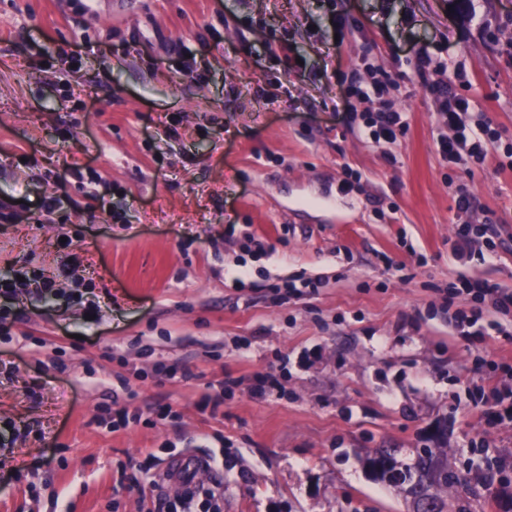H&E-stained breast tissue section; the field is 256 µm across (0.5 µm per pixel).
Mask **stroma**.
I'll list each match as a JSON object with an SVG mask.
<instances>
[{
  "instance_id": "1",
  "label": "stroma",
  "mask_w": 512,
  "mask_h": 512,
  "mask_svg": "<svg viewBox=\"0 0 512 512\" xmlns=\"http://www.w3.org/2000/svg\"><path fill=\"white\" fill-rule=\"evenodd\" d=\"M423 51L447 71L420 80ZM376 76L410 125L394 144L350 92ZM436 84L503 132L471 174L438 153ZM509 151L512 0H0V277L57 286L0 329V512H169L145 458L189 452L215 457L198 486L223 512H409L363 456L411 459L436 426L449 468L496 473L472 512H512V424L472 408L512 319L466 341L443 294L512 292ZM464 223L497 225L496 258H449Z\"/></svg>"
}]
</instances>
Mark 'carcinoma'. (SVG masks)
Segmentation results:
<instances>
[{
	"label": "carcinoma",
	"mask_w": 512,
	"mask_h": 512,
	"mask_svg": "<svg viewBox=\"0 0 512 512\" xmlns=\"http://www.w3.org/2000/svg\"><path fill=\"white\" fill-rule=\"evenodd\" d=\"M376 457L393 462L392 467L379 478L402 487L410 501L411 512H444L446 502L443 493L450 488L470 493L469 475L448 468L442 455L427 448L417 450L411 463H402L397 451L391 448H380L366 454L368 461Z\"/></svg>",
	"instance_id": "carcinoma-1"
}]
</instances>
